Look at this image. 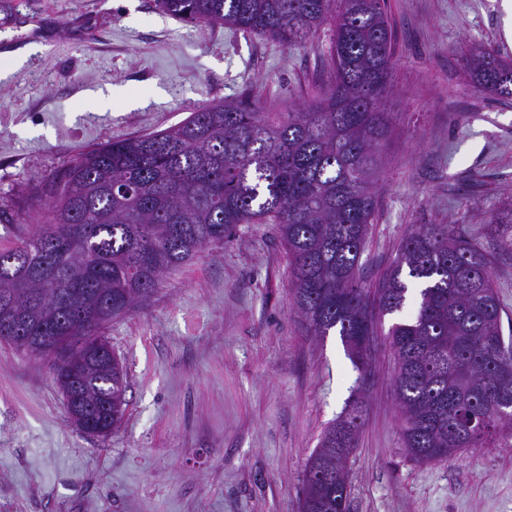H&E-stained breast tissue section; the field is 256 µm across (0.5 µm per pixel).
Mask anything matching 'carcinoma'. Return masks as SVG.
I'll use <instances>...</instances> for the list:
<instances>
[{
  "instance_id": "1",
  "label": "carcinoma",
  "mask_w": 512,
  "mask_h": 512,
  "mask_svg": "<svg viewBox=\"0 0 512 512\" xmlns=\"http://www.w3.org/2000/svg\"><path fill=\"white\" fill-rule=\"evenodd\" d=\"M184 21L228 25L286 45L333 39L327 80L303 107L271 112L259 100L212 102L161 131L109 141L47 180L44 230L0 250V300L15 299L22 324L0 341L49 336L82 312L112 304L130 311L166 271L242 224H274L291 262L294 305L316 336L334 330L367 373L362 337L377 318L417 309L387 336L396 358L400 432L410 458L442 461L463 448L512 439V342L483 247L451 224H420L404 239L374 292L357 277L378 200L373 184L391 123L382 109L394 71V34L385 0H155ZM474 87L512 99V60L472 56ZM512 254V204L488 216ZM508 389H500L501 384ZM127 374L112 377L95 358L81 404L103 406L112 426L125 413ZM355 401L311 456L298 512H349L345 462L363 421Z\"/></svg>"
}]
</instances>
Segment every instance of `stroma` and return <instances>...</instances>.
<instances>
[{
	"instance_id": "35a3bbf8",
	"label": "stroma",
	"mask_w": 512,
	"mask_h": 512,
	"mask_svg": "<svg viewBox=\"0 0 512 512\" xmlns=\"http://www.w3.org/2000/svg\"><path fill=\"white\" fill-rule=\"evenodd\" d=\"M395 34L393 125L359 261L375 287L417 224L479 242L512 319V254L488 213L512 201V101L476 90L480 50L512 58L501 0H386ZM36 53L14 64L7 52ZM329 30L285 46L181 21L154 0H0V249L38 229L39 187L89 147L159 131L200 106L251 96L302 106L327 79ZM128 373L111 434L69 420L54 355L0 343V512H297L327 426L360 393L346 460L350 512H512V441L442 462L410 459L394 358L378 342L360 379L337 333L313 335L274 225L167 271L102 330Z\"/></svg>"
}]
</instances>
